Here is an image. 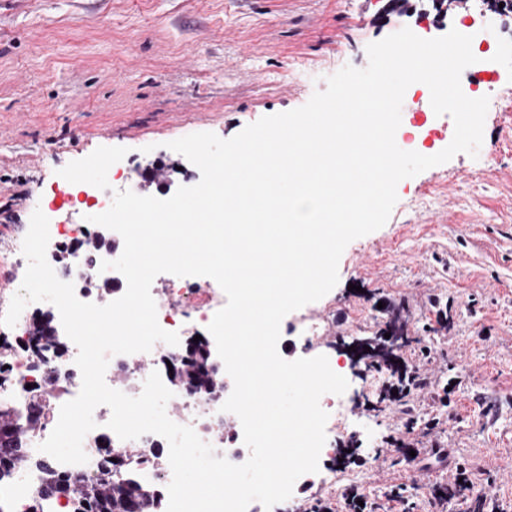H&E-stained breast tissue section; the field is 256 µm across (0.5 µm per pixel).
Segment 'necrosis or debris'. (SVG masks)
Wrapping results in <instances>:
<instances>
[{"instance_id":"4bbe7bcc","label":"necrosis or debris","mask_w":512,"mask_h":512,"mask_svg":"<svg viewBox=\"0 0 512 512\" xmlns=\"http://www.w3.org/2000/svg\"><path fill=\"white\" fill-rule=\"evenodd\" d=\"M44 213L50 219V242L47 247V260L55 268L58 278L73 283L75 294L84 302L102 304L103 299L97 289L98 283H113L112 298L121 297L127 288L125 277L115 270L101 271L102 262L116 260L117 254L103 248L107 228L94 224H61L55 221L53 207H45ZM151 294L157 307L159 325L168 331L177 332L180 343L171 346L156 343L147 353L113 355L109 358L105 373L106 384L127 395H139L147 378L144 365H152L156 371H164L167 361L176 359L184 351L183 344L193 336H208V326L215 313L223 308L226 295L216 281H200L191 277L178 278L173 287L152 288ZM44 308L43 303L28 304L15 326L0 324V340L10 344L12 351L7 358L9 381L0 387V402L13 406L19 413H27L32 402L33 385L43 383L45 376H53L62 387V395L51 402L52 416H59L64 402L74 399L80 392L82 376L75 364L78 349L68 344L66 352L54 359L50 367L36 366L28 349L33 321ZM125 370L124 378H115L116 370ZM169 418L181 425L192 427L201 440L210 444L216 456L232 463H244L250 451L243 442V431L239 418L222 411L218 400L205 395L177 388L169 401ZM111 411L107 406H99L93 413L96 422L94 430L83 440V450L88 460L81 469L90 473L96 470L101 460V447L110 444L116 453H137L142 461L133 474L159 492H166L172 479L168 461L155 460L151 451L167 448V441L156 434H146L135 440H123L108 428ZM52 426H44L28 434L25 442L27 453L33 464L21 473L0 479V505L5 512H29L37 499L43 476L36 466L44 454L39 446L52 433Z\"/></svg>"}]
</instances>
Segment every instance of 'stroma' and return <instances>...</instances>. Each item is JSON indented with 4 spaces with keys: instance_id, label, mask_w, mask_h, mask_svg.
<instances>
[{
    "instance_id": "obj_1",
    "label": "stroma",
    "mask_w": 512,
    "mask_h": 512,
    "mask_svg": "<svg viewBox=\"0 0 512 512\" xmlns=\"http://www.w3.org/2000/svg\"><path fill=\"white\" fill-rule=\"evenodd\" d=\"M388 0H0V287L22 282L28 262L5 251L28 232L37 201L53 194L58 219L83 223L90 210L61 178L111 174L113 160L159 159L174 174L157 198L196 185L199 169L170 141L211 132L223 139L266 115L306 104L326 79L366 67L368 44L402 28L422 38L472 25L478 8L439 13L416 0L412 15ZM306 71L288 72L292 59ZM428 91L404 96L401 130L425 132L416 150L452 140L450 116L435 115ZM432 192L437 201L415 207ZM386 224L345 248L329 296L336 323L324 337L349 386L351 423L335 445L352 448L367 476L363 492L381 512H436L429 493L453 483L449 462L472 473L467 495L445 512H512V99L488 112L477 156L402 180ZM398 307L430 348L433 394L408 399L413 415L438 419L434 439L450 461L424 467L388 438H409L395 406L368 409L365 377L349 349L365 336L354 311L382 320Z\"/></svg>"
}]
</instances>
